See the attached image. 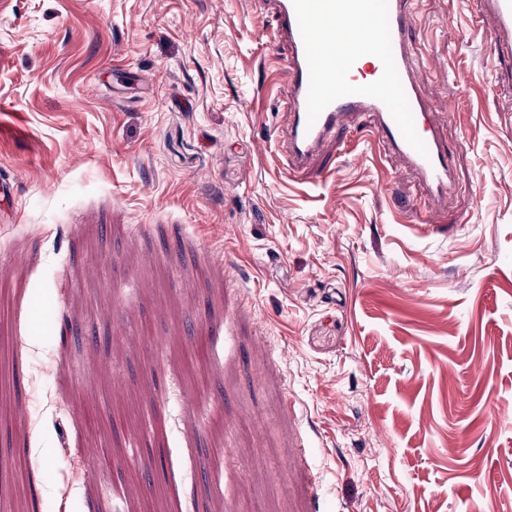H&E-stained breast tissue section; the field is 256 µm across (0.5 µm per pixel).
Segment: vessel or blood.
<instances>
[{"instance_id":"vessel-or-blood-1","label":"vessel or blood","mask_w":512,"mask_h":512,"mask_svg":"<svg viewBox=\"0 0 512 512\" xmlns=\"http://www.w3.org/2000/svg\"><path fill=\"white\" fill-rule=\"evenodd\" d=\"M491 16L494 55H512V0H476ZM277 38L289 47L291 80L282 100L288 125L280 143L290 173L322 153L340 129H363L382 150L399 155L432 199L447 195L453 167L433 123L434 107L421 91L424 62L409 47L414 0H267ZM364 30L363 48L375 56L371 70L346 57L345 74H326L317 35L335 15Z\"/></svg>"}]
</instances>
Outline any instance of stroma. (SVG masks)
I'll return each mask as SVG.
<instances>
[{
  "instance_id": "stroma-1",
  "label": "stroma",
  "mask_w": 512,
  "mask_h": 512,
  "mask_svg": "<svg viewBox=\"0 0 512 512\" xmlns=\"http://www.w3.org/2000/svg\"><path fill=\"white\" fill-rule=\"evenodd\" d=\"M492 27L418 2L434 207L356 129L289 174L264 0H0V512H512Z\"/></svg>"
}]
</instances>
